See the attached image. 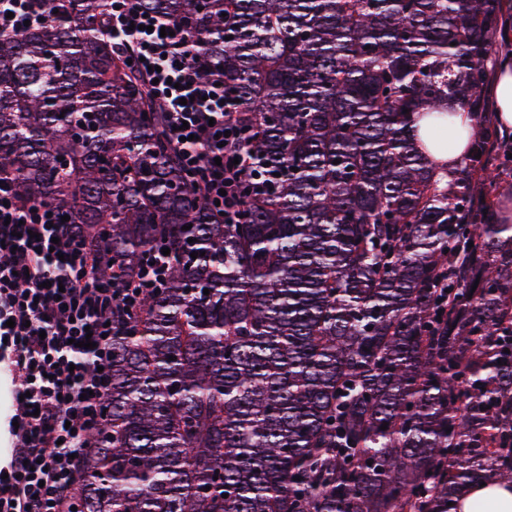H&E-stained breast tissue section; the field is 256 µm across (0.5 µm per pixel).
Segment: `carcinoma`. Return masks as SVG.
Here are the masks:
<instances>
[{
	"label": "carcinoma",
	"instance_id": "obj_1",
	"mask_svg": "<svg viewBox=\"0 0 512 512\" xmlns=\"http://www.w3.org/2000/svg\"><path fill=\"white\" fill-rule=\"evenodd\" d=\"M138 5L224 74L257 165L221 222L105 0L0 37V173L88 225L119 288L170 249L112 303L77 512H452L512 482V224L475 207L497 133L432 157L448 104L484 115L495 0Z\"/></svg>",
	"mask_w": 512,
	"mask_h": 512
}]
</instances>
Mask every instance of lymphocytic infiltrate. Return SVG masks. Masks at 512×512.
I'll return each instance as SVG.
<instances>
[{
	"instance_id": "1",
	"label": "lymphocytic infiltrate",
	"mask_w": 512,
	"mask_h": 512,
	"mask_svg": "<svg viewBox=\"0 0 512 512\" xmlns=\"http://www.w3.org/2000/svg\"><path fill=\"white\" fill-rule=\"evenodd\" d=\"M107 2L112 34L149 81L182 162L225 221H236L237 185L251 173L253 156L222 75L201 76L198 46L181 24L144 15L136 0ZM41 19L38 0H0V36ZM108 261L0 173V364L14 398L0 512H68L79 457L112 385V303L136 302L134 292L100 278Z\"/></svg>"
}]
</instances>
